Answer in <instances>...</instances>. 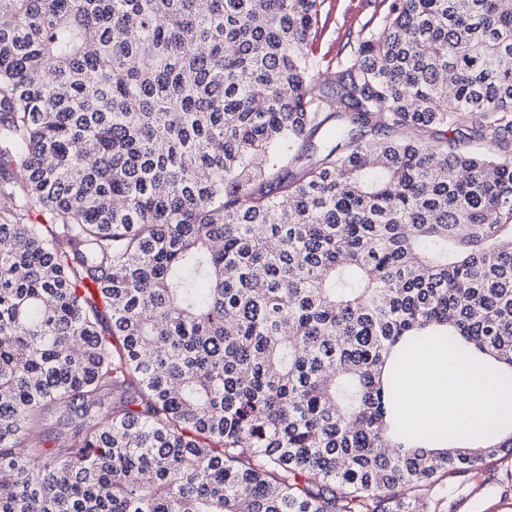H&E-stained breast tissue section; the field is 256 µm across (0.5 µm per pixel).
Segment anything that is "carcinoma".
Here are the masks:
<instances>
[{"label":"carcinoma","instance_id":"obj_1","mask_svg":"<svg viewBox=\"0 0 512 512\" xmlns=\"http://www.w3.org/2000/svg\"><path fill=\"white\" fill-rule=\"evenodd\" d=\"M382 2L313 94L320 0H0V512H413L512 456L384 375H512V0Z\"/></svg>","mask_w":512,"mask_h":512}]
</instances>
